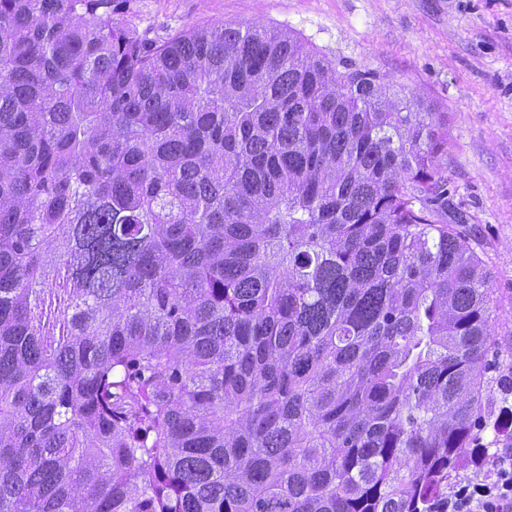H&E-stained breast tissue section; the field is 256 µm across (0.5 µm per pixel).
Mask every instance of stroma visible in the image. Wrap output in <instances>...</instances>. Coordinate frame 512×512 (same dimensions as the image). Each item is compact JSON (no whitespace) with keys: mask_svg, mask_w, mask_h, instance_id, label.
<instances>
[{"mask_svg":"<svg viewBox=\"0 0 512 512\" xmlns=\"http://www.w3.org/2000/svg\"><path fill=\"white\" fill-rule=\"evenodd\" d=\"M128 7L154 38L231 21L281 27L447 113L448 184L491 271L499 363L512 367V0H130Z\"/></svg>","mask_w":512,"mask_h":512,"instance_id":"1","label":"stroma"}]
</instances>
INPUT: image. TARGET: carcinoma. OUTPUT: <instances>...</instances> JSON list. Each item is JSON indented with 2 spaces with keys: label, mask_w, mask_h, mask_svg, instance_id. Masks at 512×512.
<instances>
[{
  "label": "carcinoma",
  "mask_w": 512,
  "mask_h": 512,
  "mask_svg": "<svg viewBox=\"0 0 512 512\" xmlns=\"http://www.w3.org/2000/svg\"><path fill=\"white\" fill-rule=\"evenodd\" d=\"M448 134L280 27L0 0V512H438L494 345Z\"/></svg>",
  "instance_id": "1"
}]
</instances>
